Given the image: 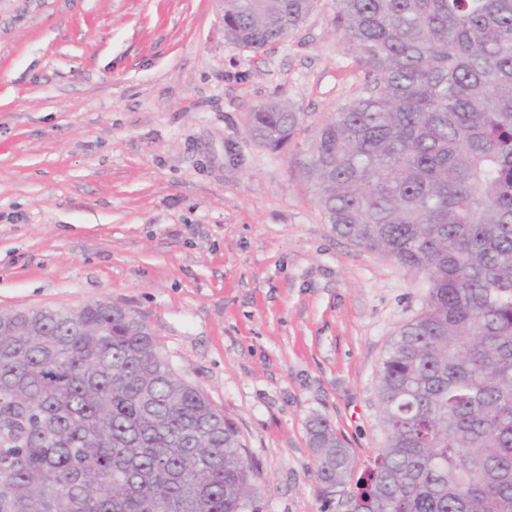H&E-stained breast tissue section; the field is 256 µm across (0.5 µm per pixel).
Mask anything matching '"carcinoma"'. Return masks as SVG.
<instances>
[{
    "instance_id": "carcinoma-1",
    "label": "carcinoma",
    "mask_w": 512,
    "mask_h": 512,
    "mask_svg": "<svg viewBox=\"0 0 512 512\" xmlns=\"http://www.w3.org/2000/svg\"><path fill=\"white\" fill-rule=\"evenodd\" d=\"M318 0H224V40L260 50ZM363 68L301 174L340 238L427 277L380 370L386 448L353 460L310 424L338 512H512V0H335ZM264 103L274 150L307 129ZM0 320V512H243L257 471L236 429L119 303Z\"/></svg>"
}]
</instances>
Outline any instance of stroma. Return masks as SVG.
Returning <instances> with one entry per match:
<instances>
[{
  "instance_id": "obj_1",
  "label": "stroma",
  "mask_w": 512,
  "mask_h": 512,
  "mask_svg": "<svg viewBox=\"0 0 512 512\" xmlns=\"http://www.w3.org/2000/svg\"><path fill=\"white\" fill-rule=\"evenodd\" d=\"M224 0H0V310L139 313L174 369L237 428L245 512H336L308 422L362 476L384 448L382 362L424 276L341 239L298 165L362 71L319 0L255 53ZM277 101L308 131L271 150L245 119Z\"/></svg>"
}]
</instances>
